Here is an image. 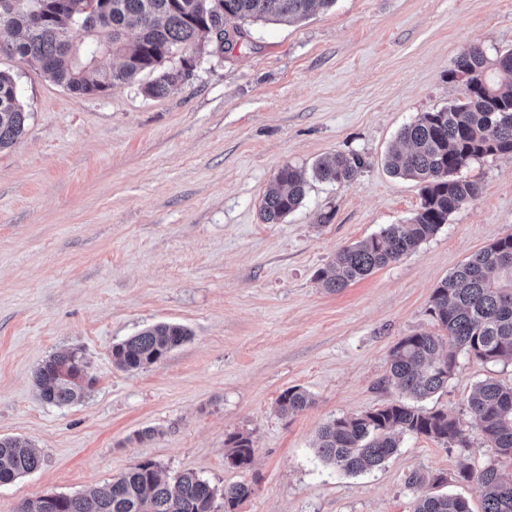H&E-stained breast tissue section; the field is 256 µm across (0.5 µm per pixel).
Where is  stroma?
<instances>
[{
  "mask_svg": "<svg viewBox=\"0 0 512 512\" xmlns=\"http://www.w3.org/2000/svg\"><path fill=\"white\" fill-rule=\"evenodd\" d=\"M249 46L197 58L164 97L152 73L103 94L77 95L18 58L1 55L30 114L0 150V437L34 445L43 464L0 485V512L25 500L79 495L143 462L168 481L193 472L216 488L247 485L234 512H412L443 474L445 492L481 504L462 466L512 458L471 420L468 398L511 364L458 354L447 388L422 401L460 422L468 447L404 435L382 466L348 475L315 454L329 420L387 405L393 346L435 333L429 299L470 256L512 234V154L460 172L477 197L400 260L343 291L317 272L338 248L420 205L417 181L385 157L400 129L459 96L448 72L468 44L489 59L512 50V0H336L296 24L251 28ZM357 153L354 182L312 179L327 153ZM309 174L303 205L265 223L263 196L284 166ZM160 322L191 336L135 372L114 345ZM82 351L81 402L44 403L33 382L52 354ZM312 404L282 415L286 389ZM251 438L250 467L229 466L226 441Z\"/></svg>",
  "mask_w": 512,
  "mask_h": 512,
  "instance_id": "obj_1",
  "label": "stroma"
}]
</instances>
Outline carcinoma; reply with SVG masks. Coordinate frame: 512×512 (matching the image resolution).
Instances as JSON below:
<instances>
[{
	"instance_id": "cac0c4a2",
	"label": "carcinoma",
	"mask_w": 512,
	"mask_h": 512,
	"mask_svg": "<svg viewBox=\"0 0 512 512\" xmlns=\"http://www.w3.org/2000/svg\"><path fill=\"white\" fill-rule=\"evenodd\" d=\"M336 0H0V54L16 56L38 67L54 83L78 95L129 84L145 71L157 72L144 92L163 97L181 85L177 67L165 62L179 51L224 56L237 44L250 43L247 25L255 22L296 23L315 6L330 8ZM238 21L233 33L226 19ZM224 32L217 43L216 33ZM121 60L110 70L99 58ZM448 81L460 85V97L435 112H426L399 132L404 148L389 153L385 165L394 176L421 185L420 207L407 224H391L370 238L336 251L317 274L321 286L339 292L373 270L398 261L432 236L450 214L470 203L477 184L458 177L471 161L512 153V50L489 61L480 44L463 48L448 70ZM29 115L20 100L16 77L0 71V149L24 133ZM364 165L356 154L331 153L313 165L320 181L347 185ZM307 182L292 166L283 167L266 190L262 215L277 224L300 208ZM429 313L442 334L417 333L401 338L390 352L385 383L399 398L360 416L325 423L318 432L316 454L346 474H360L384 464L405 434L423 435L448 446L468 447L459 421L443 410L424 412L406 403L423 400L448 385L464 352L483 363L512 362V235L500 238L457 267L434 289ZM190 332L158 323L113 346L115 364L137 371L164 359L188 340ZM67 363L88 365L72 349L51 355L34 373L35 386L48 404L79 401L88 387L78 373H63ZM310 395L292 387L277 400L283 414L310 407ZM472 421L501 456L512 457V386L486 378L468 400ZM229 465L247 468L254 457L249 437L227 440ZM41 454L10 437H0V485L37 470ZM476 479L482 488L481 512H512V474L495 463L479 473L465 466L457 480ZM251 489L224 487V506L233 509ZM217 490L188 472L171 486L158 467L144 462L88 494L57 496L56 512H214ZM413 512H471L457 494L424 495Z\"/></svg>"
}]
</instances>
